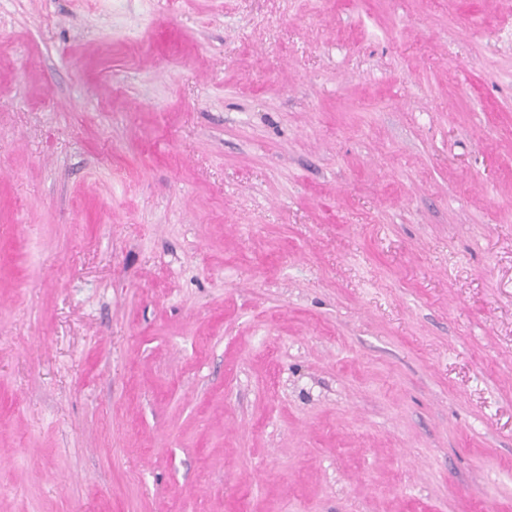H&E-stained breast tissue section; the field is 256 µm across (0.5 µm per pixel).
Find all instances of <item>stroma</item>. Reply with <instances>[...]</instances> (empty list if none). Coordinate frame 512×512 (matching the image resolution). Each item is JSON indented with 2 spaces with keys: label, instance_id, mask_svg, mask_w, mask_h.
Returning a JSON list of instances; mask_svg holds the SVG:
<instances>
[{
  "label": "stroma",
  "instance_id": "35a3bbf8",
  "mask_svg": "<svg viewBox=\"0 0 512 512\" xmlns=\"http://www.w3.org/2000/svg\"><path fill=\"white\" fill-rule=\"evenodd\" d=\"M0 512H512V0H0Z\"/></svg>",
  "mask_w": 512,
  "mask_h": 512
}]
</instances>
